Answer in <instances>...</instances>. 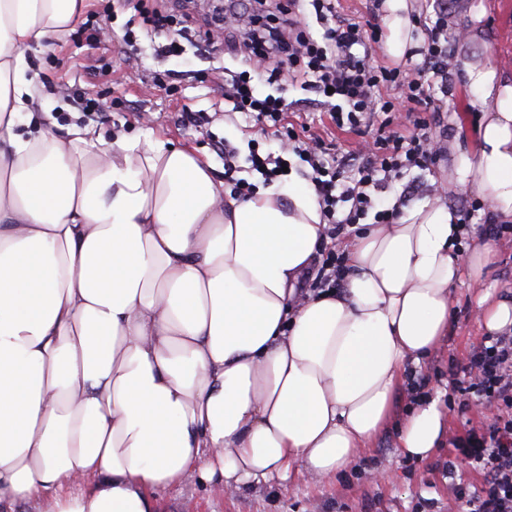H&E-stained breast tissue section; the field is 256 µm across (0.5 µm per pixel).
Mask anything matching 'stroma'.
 <instances>
[{
	"label": "stroma",
	"instance_id": "stroma-1",
	"mask_svg": "<svg viewBox=\"0 0 512 512\" xmlns=\"http://www.w3.org/2000/svg\"><path fill=\"white\" fill-rule=\"evenodd\" d=\"M448 24L465 38L448 55V96L442 101L450 118L440 119L442 153L433 171L419 172L425 188L413 202L443 199L449 206L470 205L479 200L474 191L435 190L448 172L456 144H471L481 109L459 74V58L465 57L512 73V0H450ZM196 26L186 29L180 53H155L152 39L139 31L137 44L123 42L118 29L110 39L86 43L72 31L51 38L49 47L32 58L33 70L41 76L43 92L59 124H91L105 139L117 135L153 134L180 145L198 149L224 173V156L216 143L225 140L247 152L250 140L259 138L260 128L248 115L226 113L219 67L243 70L239 56L225 45L213 42L206 23L224 11V0H185ZM481 11L474 19L472 11ZM99 102L98 114L81 111L77 97ZM286 96L295 113L292 123L303 122L319 132L335 148L355 149L360 136L338 128L320 103L319 96L293 83ZM206 113L208 122L186 125L185 111ZM493 260L480 280L464 279L451 291L448 336L426 359L430 373L427 391H441L449 400H459L457 377L451 366L463 361L485 334L475 315L481 296L512 298V239H491ZM477 483L478 474L467 466H448V450L441 447L427 459H406L398 446V431L389 427L368 451L336 478L318 481L306 475L292 476L287 484L272 483L249 488L228 498L205 484L186 482L156 491L158 512H459L452 491L453 478Z\"/></svg>",
	"mask_w": 512,
	"mask_h": 512
}]
</instances>
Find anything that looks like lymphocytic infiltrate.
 Listing matches in <instances>:
<instances>
[{"mask_svg": "<svg viewBox=\"0 0 512 512\" xmlns=\"http://www.w3.org/2000/svg\"><path fill=\"white\" fill-rule=\"evenodd\" d=\"M307 5L323 29L321 37L308 30ZM279 9L281 26L255 29L245 42L246 70H225L224 100L233 111L270 125L281 143L276 153L261 149L258 140L248 143L249 169L264 183L282 176L289 156L308 165L304 177L315 187L328 239L309 289L327 291L344 285L348 267L340 243L352 227L368 217L377 224L394 223L415 189L411 171L435 164L434 104L437 93L448 90V0H435L422 25L425 40L415 49L421 60L407 65L373 63L382 27L342 17L336 0H284ZM285 76L324 96L337 126L356 132L375 128L372 142L359 144L355 155L345 158L327 152L319 135L289 126L285 116L292 105L283 93L261 95L254 85L258 78L272 85ZM393 88L400 90V101L385 97ZM404 110L414 113L413 123L402 120ZM397 182L402 191L394 207L378 208L377 194ZM460 371L467 380L463 394L475 396L489 416L480 428L450 441L451 455L480 476L478 486L458 484L455 498L468 512H512V334L479 343Z\"/></svg>", "mask_w": 512, "mask_h": 512, "instance_id": "obj_1", "label": "lymphocytic infiltrate"}]
</instances>
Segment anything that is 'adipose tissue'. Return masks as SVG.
Returning <instances> with one entry per match:
<instances>
[{"instance_id":"ef3b65f1","label":"adipose tissue","mask_w":512,"mask_h":512,"mask_svg":"<svg viewBox=\"0 0 512 512\" xmlns=\"http://www.w3.org/2000/svg\"><path fill=\"white\" fill-rule=\"evenodd\" d=\"M87 0H0V504L156 512L154 491L240 493L322 481L397 424L429 457L439 397L395 421L409 366L448 334L450 290L491 248L455 252L441 200L361 224L341 290L302 292L325 225L291 175L243 198L195 148L59 125L30 55ZM387 54L413 47L409 0H385ZM487 104L448 184L512 222V75L463 62Z\"/></svg>"}]
</instances>
